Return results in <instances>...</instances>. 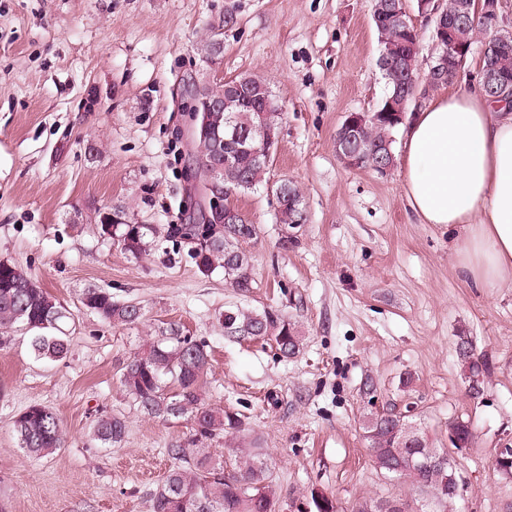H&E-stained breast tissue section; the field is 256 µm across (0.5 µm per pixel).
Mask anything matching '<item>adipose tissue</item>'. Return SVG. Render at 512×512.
<instances>
[{
  "instance_id": "adipose-tissue-1",
  "label": "adipose tissue",
  "mask_w": 512,
  "mask_h": 512,
  "mask_svg": "<svg viewBox=\"0 0 512 512\" xmlns=\"http://www.w3.org/2000/svg\"><path fill=\"white\" fill-rule=\"evenodd\" d=\"M404 196L419 223L453 234L460 275L512 284V110L482 90L427 101L404 141Z\"/></svg>"
}]
</instances>
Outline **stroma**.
<instances>
[{
  "mask_svg": "<svg viewBox=\"0 0 512 512\" xmlns=\"http://www.w3.org/2000/svg\"><path fill=\"white\" fill-rule=\"evenodd\" d=\"M372 0H0V260L17 265L72 313L69 352L37 359L29 333L0 344V512H150V495L187 445L190 419L141 412L120 386L143 338L170 329L206 343L201 392L237 415L209 443L233 468L259 442L271 464L276 512H310L312 494L350 512L362 498L410 495L376 468L367 414L394 408L429 447L448 423L474 438L454 453L461 478L448 512H512V475L495 470L512 446V288H475L454 268L453 239L419 224L402 170H351L336 156L349 112L386 94ZM233 23H226V16ZM222 51L206 58V41ZM253 73L283 113L270 182L302 193L305 219L278 223L259 189L228 198L258 228L241 243L254 286L202 274L175 226L209 208L188 134V84ZM152 227L136 257L99 216ZM101 288L141 307L113 325L81 305ZM279 310L302 338L283 358L261 340L226 338V307ZM467 338L489 369L471 396L457 347ZM53 409L65 443L36 459L17 443L16 416ZM122 415V443L104 448L97 419Z\"/></svg>",
  "mask_w": 512,
  "mask_h": 512,
  "instance_id": "1",
  "label": "stroma"
}]
</instances>
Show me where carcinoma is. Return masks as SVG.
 <instances>
[{"label": "carcinoma", "instance_id": "1", "mask_svg": "<svg viewBox=\"0 0 512 512\" xmlns=\"http://www.w3.org/2000/svg\"><path fill=\"white\" fill-rule=\"evenodd\" d=\"M387 41L381 51L387 52V68L381 71L388 92L385 99L404 103L415 109L416 89L421 86L419 71H409L406 62V42L421 43V34L407 14L402 23L389 24L380 20ZM481 27L475 17L461 26L451 28L452 34L469 40ZM247 91L241 102L226 112L210 113L209 132L198 139L197 165L204 169L219 160L216 142L224 140L227 126L251 138H259L258 128L270 119L273 125L281 122L279 107L274 98L269 102L259 97L268 88L264 78L243 74L235 78ZM397 126L381 120L363 132L356 147L367 160L376 161L383 144H393ZM269 165L257 160L252 153L241 151L230 163H224L219 187L233 194L251 192L269 185L266 175ZM271 186V185H269ZM283 196L296 187L287 180L271 186V191ZM237 223L226 224L221 230L212 224H183L181 234L201 244L194 252L198 270L211 274L224 272V280L240 292L253 288L250 257L238 244L253 238L257 227L241 215ZM151 228L142 224H114L110 237L123 248L140 254L146 248ZM81 304L102 319L113 324H133L141 317V309L112 299V294L98 288L87 289ZM224 336L229 339H261L275 346L283 357H292L300 350L301 339L295 324L276 310L261 312L227 308L221 315ZM69 319L66 309L18 266L0 262V333L21 327L31 333V347L39 359L58 361L68 353L63 324ZM458 353L469 379V392L481 393L480 376L487 363L475 355L471 343L462 338ZM208 364L206 345L173 329L161 339H147L140 350L122 368L120 384L126 395L145 414L166 419L174 415L187 416L195 424V434L188 448H172L173 465L150 498L151 512H276L271 488V473L266 453L261 448L247 449L240 462L239 472L224 473V464L212 459L205 448L207 442L228 429L241 427V419L215 408L201 397L200 380ZM19 448L35 457H44L63 444V431L58 415L42 405H31L14 420ZM363 430L369 450L379 470L397 479L410 482L412 490L433 504L432 512H448L453 498L442 492L443 486L458 479L456 469L448 462V454L428 447L426 440L405 417L388 409L364 420ZM460 447H469L472 432L468 423L456 419L448 424ZM126 433V423L118 415H105L94 426V440L107 447L119 445ZM414 512L404 498H365L354 512Z\"/></svg>", "mask_w": 512, "mask_h": 512}]
</instances>
